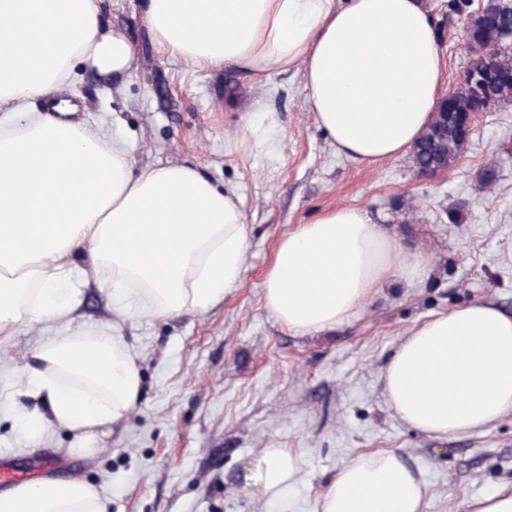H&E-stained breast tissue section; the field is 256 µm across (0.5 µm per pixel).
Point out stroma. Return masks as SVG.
<instances>
[{"label":"stroma","mask_w":512,"mask_h":512,"mask_svg":"<svg viewBox=\"0 0 512 512\" xmlns=\"http://www.w3.org/2000/svg\"><path fill=\"white\" fill-rule=\"evenodd\" d=\"M100 16L131 41L134 66L121 83L80 68L65 90L75 120L135 141L134 168L197 166L238 190L245 266L207 312L165 320L123 317L87 286L76 319L121 327L140 368L138 400L106 428L94 456L69 455L60 432L37 448L0 447V462L25 471L67 461L66 475L95 485L109 512H315L343 463L390 448L421 472L425 512H465L468 498L512 484V413L435 438L398 419L380 380L401 337L434 313L481 301L512 316V105L482 115L449 172L421 179L405 157L366 167L336 154L313 120L301 71L272 76L265 89L221 69L196 71L154 49L139 0H102ZM261 103L284 127L274 157L228 145ZM489 165L498 180L483 192L477 179ZM336 205L367 209L404 248L427 256L429 274L390 282L336 330L297 336L266 308L265 272L284 234ZM42 335L28 327L0 349L1 435L13 423L14 371ZM264 448L303 454L286 500L267 502L254 486Z\"/></svg>","instance_id":"stroma-1"}]
</instances>
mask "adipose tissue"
Here are the masks:
<instances>
[{
  "instance_id": "1",
  "label": "adipose tissue",
  "mask_w": 512,
  "mask_h": 512,
  "mask_svg": "<svg viewBox=\"0 0 512 512\" xmlns=\"http://www.w3.org/2000/svg\"><path fill=\"white\" fill-rule=\"evenodd\" d=\"M100 0H0V346L24 327L45 338L19 373L10 443L57 431L90 456L134 406L141 375L120 331L73 322L95 285L152 318L208 310L231 293L249 241L241 200L197 168L133 173L136 145L83 122L30 111L83 65L120 79L129 40L102 31ZM159 52L200 70L265 84L302 69L316 123L338 154L375 166L406 156L427 125L445 70L425 0H140ZM234 144L280 151L279 115L261 107ZM427 260L403 250L358 207L322 211L279 239L264 280L273 317L297 335L334 330L391 279L412 284ZM399 419L435 437L480 430L512 411V318L475 302L431 315L403 337L382 373ZM301 454L268 448L254 470L263 497L299 481ZM420 474L393 449L344 463L317 512H424ZM0 512H109L85 479L23 483Z\"/></svg>"
}]
</instances>
